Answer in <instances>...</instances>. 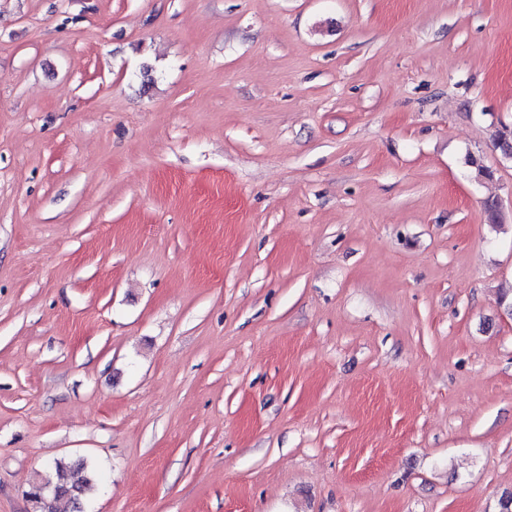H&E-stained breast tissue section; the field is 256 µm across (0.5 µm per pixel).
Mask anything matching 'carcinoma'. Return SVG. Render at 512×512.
Listing matches in <instances>:
<instances>
[{
  "mask_svg": "<svg viewBox=\"0 0 512 512\" xmlns=\"http://www.w3.org/2000/svg\"><path fill=\"white\" fill-rule=\"evenodd\" d=\"M96 487V471L86 461L57 459L49 463L44 475L28 492L36 512H57L65 501L72 512H89L91 492Z\"/></svg>",
  "mask_w": 512,
  "mask_h": 512,
  "instance_id": "obj_1",
  "label": "carcinoma"
}]
</instances>
